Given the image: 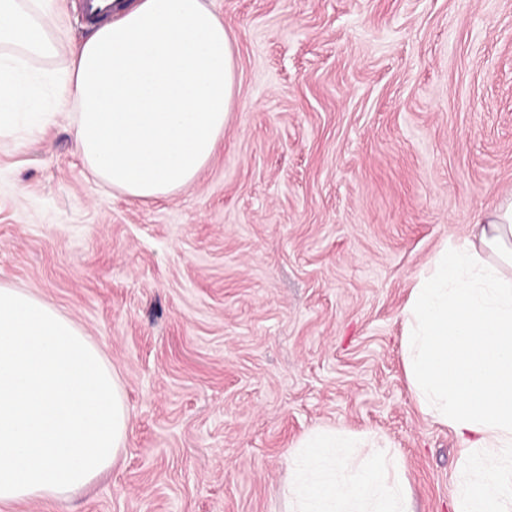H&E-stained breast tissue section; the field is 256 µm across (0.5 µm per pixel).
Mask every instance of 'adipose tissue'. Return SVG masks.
I'll return each mask as SVG.
<instances>
[{"label":"adipose tissue","mask_w":512,"mask_h":512,"mask_svg":"<svg viewBox=\"0 0 512 512\" xmlns=\"http://www.w3.org/2000/svg\"><path fill=\"white\" fill-rule=\"evenodd\" d=\"M74 108L87 167L129 197L190 186L224 136L235 56L206 0H122L112 21L63 43L56 0H0V135L54 112L35 61ZM405 375L420 412L459 438L454 512H512V201L448 239L402 310ZM364 448L359 464L352 448ZM288 512H412L403 458L381 438L316 431L288 455ZM34 65L40 68V73L46 77L43 80L39 92L41 99L48 106L55 108L62 107V99L56 96L53 85L49 79L50 76L55 75L63 66L62 59H57L52 62L36 61Z\"/></svg>","instance_id":"obj_1"}]
</instances>
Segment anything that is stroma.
<instances>
[{"label": "stroma", "mask_w": 512, "mask_h": 512, "mask_svg": "<svg viewBox=\"0 0 512 512\" xmlns=\"http://www.w3.org/2000/svg\"><path fill=\"white\" fill-rule=\"evenodd\" d=\"M224 137L142 202L70 116L0 140V284L81 325L130 413L112 468L0 512H285L287 454L378 434L413 512H453L460 441L422 415L402 309L446 239L512 199V0H208Z\"/></svg>", "instance_id": "stroma-1"}]
</instances>
